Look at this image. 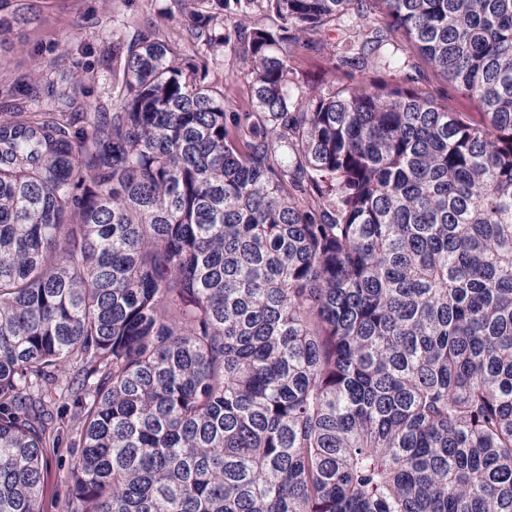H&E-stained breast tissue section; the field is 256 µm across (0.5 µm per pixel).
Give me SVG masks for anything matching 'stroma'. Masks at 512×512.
I'll return each mask as SVG.
<instances>
[{"label": "stroma", "instance_id": "1", "mask_svg": "<svg viewBox=\"0 0 512 512\" xmlns=\"http://www.w3.org/2000/svg\"><path fill=\"white\" fill-rule=\"evenodd\" d=\"M171 0H0V113L30 109L27 100L8 98L21 80L38 76L50 87L46 108L64 98L80 105L111 107L112 79L103 59L116 23L133 29L143 17L159 15L168 35L178 36ZM77 446L62 437L50 449L44 512L69 494V468Z\"/></svg>", "mask_w": 512, "mask_h": 512}]
</instances>
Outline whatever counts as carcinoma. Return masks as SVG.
I'll use <instances>...</instances> for the list:
<instances>
[{
  "mask_svg": "<svg viewBox=\"0 0 512 512\" xmlns=\"http://www.w3.org/2000/svg\"><path fill=\"white\" fill-rule=\"evenodd\" d=\"M174 4L0 113V512H512V0ZM78 451L77 445L66 434L62 436L57 448H48L50 471L47 487L44 491V511L57 512L52 507L56 501H63L69 494V468L71 459Z\"/></svg>",
  "mask_w": 512,
  "mask_h": 512,
  "instance_id": "carcinoma-1",
  "label": "carcinoma"
}]
</instances>
